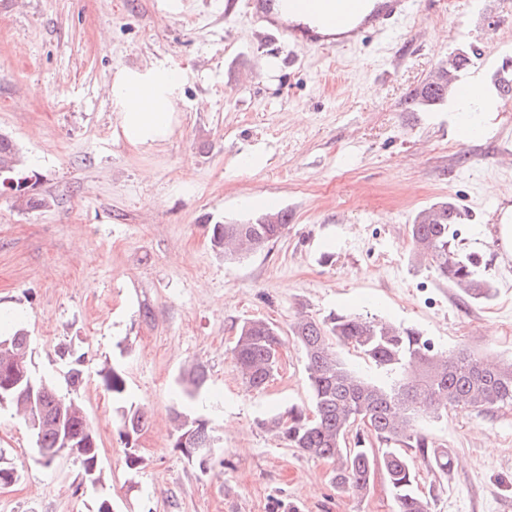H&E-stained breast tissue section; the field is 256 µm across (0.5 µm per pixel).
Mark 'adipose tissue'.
Listing matches in <instances>:
<instances>
[{
    "mask_svg": "<svg viewBox=\"0 0 512 512\" xmlns=\"http://www.w3.org/2000/svg\"><path fill=\"white\" fill-rule=\"evenodd\" d=\"M184 81L180 69L159 62L114 74L109 90L112 109L130 144L153 147L169 138L178 122Z\"/></svg>",
    "mask_w": 512,
    "mask_h": 512,
    "instance_id": "1",
    "label": "adipose tissue"
}]
</instances>
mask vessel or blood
<instances>
[{
  "label": "vessel or blood",
  "instance_id": "1",
  "mask_svg": "<svg viewBox=\"0 0 512 512\" xmlns=\"http://www.w3.org/2000/svg\"><path fill=\"white\" fill-rule=\"evenodd\" d=\"M420 0H228L227 10L244 12L262 37L283 40L300 51L354 48L373 33L391 37L400 21L420 8ZM486 58L476 59L460 75L462 93L477 96L483 91L479 79Z\"/></svg>",
  "mask_w": 512,
  "mask_h": 512
}]
</instances>
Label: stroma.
Returning <instances> with one entry per match:
<instances>
[{"label": "stroma", "mask_w": 512, "mask_h": 512, "mask_svg": "<svg viewBox=\"0 0 512 512\" xmlns=\"http://www.w3.org/2000/svg\"><path fill=\"white\" fill-rule=\"evenodd\" d=\"M164 2L0 0V132L37 174L36 192L56 200L25 212L0 197V312L28 330L37 375L62 382L60 347L83 355L78 399L106 475L83 484L67 455L43 467L27 426L2 408L0 455L21 477L0 487V512H97L103 497L112 512H394L383 477L364 498L338 493L330 461L262 427L311 404L292 338L260 394L230 349L244 321L284 331L298 314L336 312L512 362V253L497 237L512 200V116L486 113L487 133L467 140L450 107L409 105L458 47L512 59V0H423V23L394 39L297 60L226 14V0H181L176 14ZM150 62L186 74L180 123L137 148L109 84ZM268 197L289 215L277 242L236 260L212 249L210 224L247 222ZM448 198L469 215L456 241L482 254L491 299L466 298L412 260L415 214ZM107 361L149 417L135 474L98 375ZM196 364L208 382L195 412L221 456L204 469L173 446L176 380ZM427 432L453 458L445 475L416 464L432 512H512V406L452 409Z\"/></svg>", "instance_id": "stroma-1"}]
</instances>
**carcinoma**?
Here are the masks:
<instances>
[{
	"label": "carcinoma",
	"instance_id": "cac0c4a2",
	"mask_svg": "<svg viewBox=\"0 0 512 512\" xmlns=\"http://www.w3.org/2000/svg\"><path fill=\"white\" fill-rule=\"evenodd\" d=\"M473 53H451L435 75L411 97L410 105L431 110L448 103L454 80L470 65ZM498 98L512 101V65L493 73ZM22 181L29 191L25 209L49 208L54 200L34 192L26 161L6 134H0V188L5 180ZM466 214L449 200L419 210L409 235L412 253L422 265L475 300L494 296L493 285L480 272L481 256L464 253L455 244L456 229ZM288 227V212H263L244 224H212L210 242L214 249L237 258L260 250L280 238ZM288 332L302 347L311 392L312 410L292 406L284 415L265 422L291 448L329 460L334 464L331 483L340 493L363 497L375 472L382 471L395 503L396 512H431V501L418 490L413 450L419 457L448 474L451 455L429 439L424 422L450 408L490 412L512 405V363L489 365L479 356L461 349L438 353L428 340L409 328L389 325L371 317L332 314L320 320L301 315ZM0 341L10 342L0 350V408L7 406L21 415L35 438L44 466L68 455L79 462L82 481L92 487L104 484L97 433L77 400L84 382L83 356L63 350L68 360L64 375L66 388L35 378L37 388L25 390L23 376L31 377L27 332L18 327ZM283 344L280 331L269 322H243L231 348L235 367L244 382L255 391L265 389L277 369ZM352 346L362 357L388 375L377 383L351 369L338 355L337 346ZM102 385L112 400L124 399L127 384L119 367L105 363L99 370ZM17 383L16 392L25 400L4 397L5 379ZM207 381L201 367L185 373L179 382V399L192 403ZM120 435L128 445L124 465L135 473L142 463L133 442L148 425L147 414L133 405L118 407ZM179 420L174 448L205 468L215 447L213 430L205 421L185 412ZM368 421L376 447H363L359 426Z\"/></svg>",
	"mask_w": 512,
	"mask_h": 512
}]
</instances>
